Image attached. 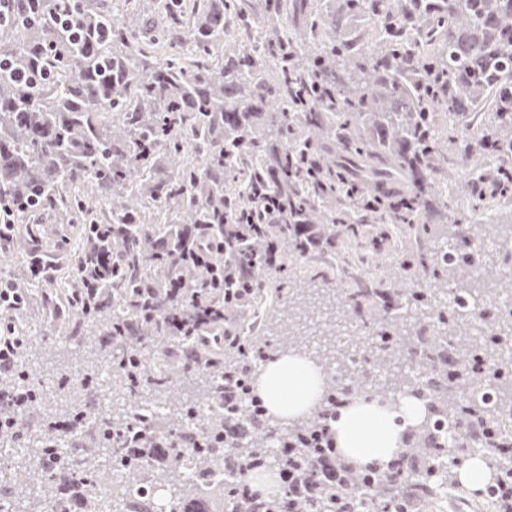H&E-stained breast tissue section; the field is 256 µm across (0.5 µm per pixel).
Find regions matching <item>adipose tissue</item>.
<instances>
[{"instance_id":"ef3b65f1","label":"adipose tissue","mask_w":512,"mask_h":512,"mask_svg":"<svg viewBox=\"0 0 512 512\" xmlns=\"http://www.w3.org/2000/svg\"><path fill=\"white\" fill-rule=\"evenodd\" d=\"M322 388L323 372L314 356L291 350L266 364L258 393L276 420L290 424L319 408ZM423 416L422 406L410 396L384 406L373 398L354 399L333 424L339 453L359 468L387 463L406 428Z\"/></svg>"}]
</instances>
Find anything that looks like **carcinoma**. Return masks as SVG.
<instances>
[{
	"mask_svg": "<svg viewBox=\"0 0 512 512\" xmlns=\"http://www.w3.org/2000/svg\"><path fill=\"white\" fill-rule=\"evenodd\" d=\"M69 0L85 22L74 38L54 24L60 0L0 31V58L16 72L45 65L37 84L0 72V201L38 199L66 224H82L66 275L34 283L35 252L17 245L4 271L19 310L0 334L20 336L16 369L0 374V512H23L18 486L35 475L36 512H152L145 488H166L168 512H404L446 492L464 498L458 470L480 455L492 475L485 512H501L512 485V312L499 299L512 281V224H496L491 253L460 224L433 247L432 212L448 207L440 184H459L475 215L512 201V0H294L304 19L288 31L282 0H265L256 40L238 0H156L160 27L138 35L137 0L121 13ZM108 28L102 40L96 30ZM339 141L353 180L383 193L344 196L327 144ZM272 190L275 224H249L248 197ZM411 191L414 206L395 198ZM320 227L323 250L302 227ZM395 226L405 246L389 258L393 286L349 266L386 249ZM213 243L208 264L194 245ZM284 249L250 268L247 310L271 296L274 276L313 257L341 263L348 288L319 297L305 316H333L280 335L283 348L324 337L321 411L290 426L251 407L264 353L246 324L224 326V296L239 294L233 266ZM188 285L171 290L174 280ZM495 323L484 336L475 322ZM182 325L179 363L195 398L176 399L166 340ZM343 323L356 324L336 346ZM61 332L82 345L77 379L47 397L29 360ZM123 388L99 405L101 374ZM425 404L393 459L355 469L337 457L330 418L365 394ZM282 449L269 461L267 449ZM65 449L53 467L45 457ZM288 475L275 494H255L246 472ZM124 468L123 482L112 471Z\"/></svg>",
	"mask_w": 512,
	"mask_h": 512,
	"instance_id": "cac0c4a2",
	"label": "carcinoma"
}]
</instances>
